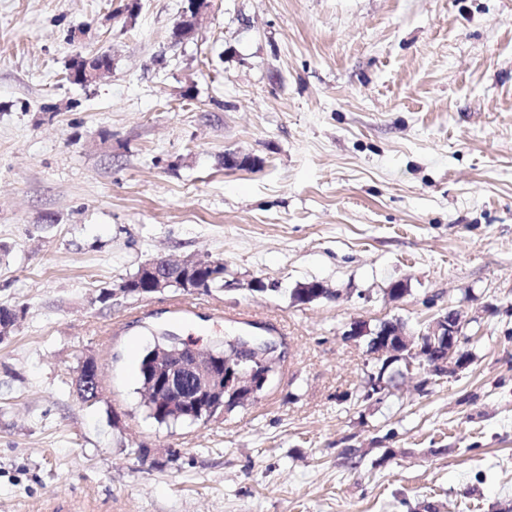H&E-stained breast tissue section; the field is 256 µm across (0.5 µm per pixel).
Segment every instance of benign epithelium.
<instances>
[{
    "label": "benign epithelium",
    "mask_w": 512,
    "mask_h": 512,
    "mask_svg": "<svg viewBox=\"0 0 512 512\" xmlns=\"http://www.w3.org/2000/svg\"><path fill=\"white\" fill-rule=\"evenodd\" d=\"M210 0H186L182 8L177 32L181 38L191 36L198 18L208 10ZM109 71V66L96 64L91 67L84 59H78V67L72 77L83 84H93ZM199 259L187 257L174 261L156 257L142 265L147 271V285L143 295L164 292L172 284V275L189 278L198 268ZM468 320L456 310L438 314L422 329L412 332L400 322L387 321L375 328L360 320L350 323L344 333L355 343L366 340L368 351L377 360L376 368L368 376L365 398L369 399L385 390V377L393 364L396 372L419 379V386L426 387L436 378L456 374L468 367L469 349L464 330ZM177 349L156 346L148 360L152 382L148 393L154 406L163 413H172L191 419L205 407L210 416L218 414V408L208 402L230 391L248 404L257 397V375L267 377L266 368L276 359V347L263 350L255 341L239 336L231 341L220 361L214 360L213 347L197 348L176 339ZM76 389L79 396L88 401L99 398L101 392V368L94 359L88 360L86 373H78Z\"/></svg>",
    "instance_id": "obj_1"
}]
</instances>
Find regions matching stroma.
<instances>
[{
    "instance_id": "1",
    "label": "stroma",
    "mask_w": 512,
    "mask_h": 512,
    "mask_svg": "<svg viewBox=\"0 0 512 512\" xmlns=\"http://www.w3.org/2000/svg\"><path fill=\"white\" fill-rule=\"evenodd\" d=\"M123 5L0 0V512H512V0H211L178 43L184 0ZM159 256L224 287L118 294ZM451 308L470 365L363 400L350 323ZM161 329L282 360L258 400L161 425L137 381ZM71 68L72 65H70L67 69V79L72 80L76 77L83 83V85L96 83L103 74L111 70L109 69L110 66L100 63H97L94 67H91L89 66V63L85 62L84 59L79 58L78 67L77 69L73 70L71 79L69 72ZM197 278L194 285L202 288L199 291L209 293L213 289H222L224 287V264L223 262H212L210 266L200 268L197 272ZM88 370L85 374L79 371L76 378V389L79 396L87 401L99 398L101 392V368L95 359H88Z\"/></svg>"
}]
</instances>
